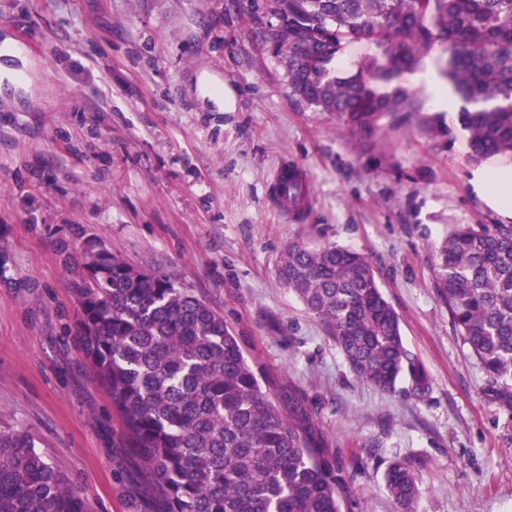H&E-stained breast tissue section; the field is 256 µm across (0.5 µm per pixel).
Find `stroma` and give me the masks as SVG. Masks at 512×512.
Wrapping results in <instances>:
<instances>
[{"mask_svg": "<svg viewBox=\"0 0 512 512\" xmlns=\"http://www.w3.org/2000/svg\"><path fill=\"white\" fill-rule=\"evenodd\" d=\"M271 0H0V45L23 39L22 82L0 80V426L26 430L91 512L150 492L77 338L72 288L90 237L193 288L281 392L301 393L337 469L343 512H397L384 474L415 472L412 512H512V411L433 286L452 224H496L464 103L373 135L297 103L267 32ZM234 92L231 107L217 97ZM311 187L302 215L274 188ZM292 243L362 253L431 378L385 392L350 369L280 285ZM278 199L293 208L303 205L308 198V184L297 169L288 170V174L278 180L277 184Z\"/></svg>", "mask_w": 512, "mask_h": 512, "instance_id": "stroma-1", "label": "stroma"}]
</instances>
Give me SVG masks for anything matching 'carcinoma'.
Here are the masks:
<instances>
[{"label": "carcinoma", "mask_w": 512, "mask_h": 512, "mask_svg": "<svg viewBox=\"0 0 512 512\" xmlns=\"http://www.w3.org/2000/svg\"><path fill=\"white\" fill-rule=\"evenodd\" d=\"M288 82L300 103L334 112L366 132L377 115L392 125L422 111L402 87L378 92L363 76L336 75L350 39L379 53L369 77L389 83L437 49L441 78L472 108L461 111L475 161L512 155V0H273ZM297 169L278 180L293 208L308 198ZM281 285L329 330L351 370L384 390L408 376L424 396L429 374L406 350L398 313L371 264L337 245L291 244L277 264ZM434 288L512 409V224H451L436 250ZM79 345L121 418L127 447L147 469L153 498L141 512H342L336 468L313 432L302 398L278 391L245 356L224 316L162 271L135 269L86 240L74 288ZM386 489L410 512L411 466L391 463ZM0 512H90L32 438L0 428Z\"/></svg>", "instance_id": "carcinoma-1"}]
</instances>
